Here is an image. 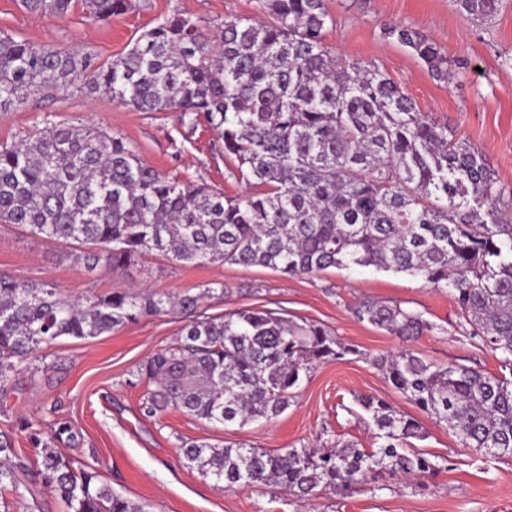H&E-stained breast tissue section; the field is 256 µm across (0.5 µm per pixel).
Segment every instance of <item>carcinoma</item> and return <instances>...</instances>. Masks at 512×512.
Here are the masks:
<instances>
[{
  "label": "carcinoma",
  "instance_id": "obj_1",
  "mask_svg": "<svg viewBox=\"0 0 512 512\" xmlns=\"http://www.w3.org/2000/svg\"><path fill=\"white\" fill-rule=\"evenodd\" d=\"M502 0H457L483 20ZM32 14H66L72 0H21ZM94 20L129 0H85ZM267 19L227 16L210 36L175 13L145 31L107 65L76 49L0 38V110L31 92L80 82L139 112H173L183 126L205 124L249 192L229 197L145 163L123 138L67 123L38 129L0 148V223L61 244L92 246L77 255L89 272L125 270L160 253L195 266H262L286 276L328 268L406 273L448 291L470 335L502 354L512 370V201L495 172L448 123L420 112L412 97L372 65L338 58L325 42L334 20L325 0H262ZM438 79L462 62L419 30L383 28ZM224 287L195 294L118 290L82 304L53 283L0 274V389L37 351L61 337L87 339L143 317L179 309ZM354 317L402 340L434 330L422 316L363 301ZM357 350L324 325L299 324L267 310L195 318L176 344L139 368L144 410L170 407L209 423L244 426L288 409L309 364ZM392 386L444 423L469 447L512 458V378L437 364L409 349L378 359ZM360 404L377 447L346 443L283 454L242 445L186 443L181 452L222 489L276 486L299 497L347 488L380 475L425 477L438 463L415 450L421 425L383 399ZM41 458L38 475L68 512H148L75 465L58 444L80 445L65 419L46 435L21 420ZM12 440L0 434V489L19 494Z\"/></svg>",
  "mask_w": 512,
  "mask_h": 512
}]
</instances>
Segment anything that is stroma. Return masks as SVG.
Returning <instances> with one entry per match:
<instances>
[{"instance_id": "1", "label": "stroma", "mask_w": 512, "mask_h": 512, "mask_svg": "<svg viewBox=\"0 0 512 512\" xmlns=\"http://www.w3.org/2000/svg\"><path fill=\"white\" fill-rule=\"evenodd\" d=\"M334 24L326 42L336 56L377 65L414 99L418 109L447 122L477 147L493 168L504 197L512 198V0L495 17L478 21L455 0H326ZM182 13L209 27L224 16L262 17L260 0H133L132 9L106 21L89 18L81 0L63 16L31 14L19 0H0V36L36 45L81 48L98 63L111 62L165 16ZM403 24L423 31L449 58L462 61L448 81L435 79L410 50L387 40L382 29ZM92 124L126 140L149 165L234 196L245 186L230 177L216 135L207 127L183 128L173 113L139 112L92 93L82 85L68 92L30 96L17 109L0 112V145L45 126ZM80 245H62L0 224V272L28 281L55 282L71 299L105 296L118 289L197 292L207 282L223 295L199 304L203 316L242 309L283 312L321 323L355 354L314 365L278 417L244 426L211 424L170 408L143 415L146 386L140 365L175 342L182 314L141 318L95 338L63 337L26 361L21 374L0 391V432L14 440L26 465L17 512H66L61 499L36 475L38 454L17 428L25 419L49 428L68 419L81 437L70 449L77 464L96 470L114 491L149 512H512V458L494 459L460 444L448 428L399 393L376 365L377 357L411 349L437 363L458 362L502 374L498 353L458 327V309L447 291L403 273L371 268H331L314 276L289 277L261 266H193L146 256L120 273L89 272L75 264ZM364 300L387 301L420 313L436 329L405 342L353 315ZM376 397L416 418L423 437L418 450L443 467L413 486L389 475L362 490L319 491L302 502L270 487L220 490L212 477L188 465L182 442L242 444L274 453L292 448L350 442L376 445L374 430L356 418L359 401Z\"/></svg>"}]
</instances>
